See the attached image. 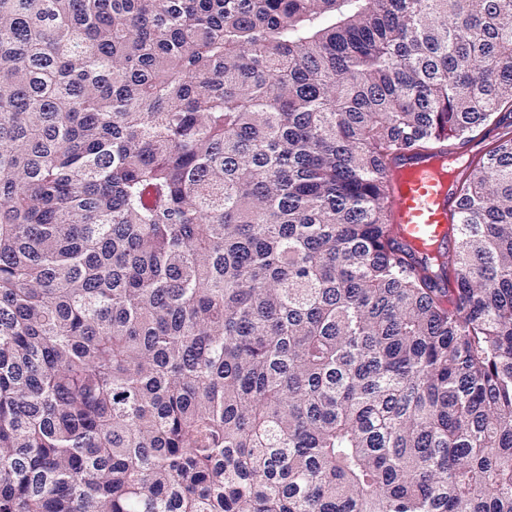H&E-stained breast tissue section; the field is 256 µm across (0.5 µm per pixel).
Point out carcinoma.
Here are the masks:
<instances>
[{"instance_id":"obj_1","label":"carcinoma","mask_w":512,"mask_h":512,"mask_svg":"<svg viewBox=\"0 0 512 512\" xmlns=\"http://www.w3.org/2000/svg\"><path fill=\"white\" fill-rule=\"evenodd\" d=\"M505 109L512 0H0V512H512ZM473 142H464L448 154L418 158L401 155L392 164L390 178L394 193V224L399 237L419 252H433L448 242L452 227L459 223L463 180L478 155ZM448 173L455 178H449Z\"/></svg>"}]
</instances>
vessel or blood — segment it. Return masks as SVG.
<instances>
[{"label": "vessel or blood", "mask_w": 512, "mask_h": 512, "mask_svg": "<svg viewBox=\"0 0 512 512\" xmlns=\"http://www.w3.org/2000/svg\"><path fill=\"white\" fill-rule=\"evenodd\" d=\"M475 156L467 141L441 156L408 154L392 164L394 222L403 241L430 253L450 238L459 221L463 180Z\"/></svg>", "instance_id": "b4317fda"}]
</instances>
